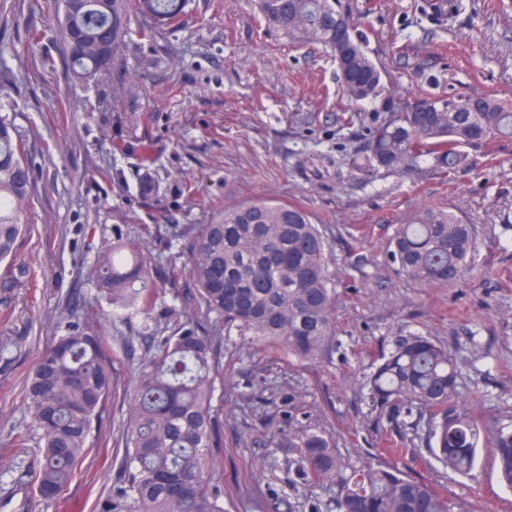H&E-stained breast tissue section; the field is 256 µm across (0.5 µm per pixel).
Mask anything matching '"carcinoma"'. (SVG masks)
<instances>
[{"mask_svg": "<svg viewBox=\"0 0 512 512\" xmlns=\"http://www.w3.org/2000/svg\"><path fill=\"white\" fill-rule=\"evenodd\" d=\"M186 0H62L59 33L74 76L98 81L109 67L103 53L122 56L132 10L160 24H175ZM268 22L305 42L324 46L336 63L347 101L369 104L348 122L368 121L364 154L351 168L364 176L403 170L426 159L439 173L467 166L465 149L481 150L512 138V101L483 96L415 97L397 101L369 57L366 40L341 0H257ZM140 193L151 200L157 184L143 157ZM25 143L7 113H0V263L12 260L32 186ZM473 227L446 210L426 209L401 224L390 259L404 275L429 285L455 282L471 249ZM328 244L307 212L293 204L256 201L224 210L204 224L189 245L187 271L199 306L224 324L300 359H316L336 344L335 290ZM179 274L174 264L153 266L127 247L121 227L97 260L96 288L113 318H140L139 335L154 339L138 368L124 427L121 479L96 503V512H224V493L209 466L212 449L224 446L211 404L219 375L214 342L193 319L170 336H157L151 307L156 279ZM110 337L67 315L61 331L27 380L24 398L37 436L35 491L46 504L67 488L84 461L94 423L112 389L107 362ZM370 402L396 438L387 453L412 452L402 430L427 428L429 451L454 473L469 477L480 431L490 434L500 481L512 490V424L478 421L458 404V374L448 352L426 336L395 339L373 364ZM297 455L296 482L336 488L333 512H454L457 505L391 463L367 462L344 476L345 465L323 434L288 428Z\"/></svg>", "mask_w": 512, "mask_h": 512, "instance_id": "cac0c4a2", "label": "carcinoma"}]
</instances>
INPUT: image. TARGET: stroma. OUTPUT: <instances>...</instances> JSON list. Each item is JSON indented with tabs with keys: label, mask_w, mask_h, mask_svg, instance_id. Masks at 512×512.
<instances>
[{
	"label": "stroma",
	"mask_w": 512,
	"mask_h": 512,
	"mask_svg": "<svg viewBox=\"0 0 512 512\" xmlns=\"http://www.w3.org/2000/svg\"><path fill=\"white\" fill-rule=\"evenodd\" d=\"M345 2L397 100L425 92L512 99V0H463L440 21L421 15L423 0ZM61 14L58 0H0V105L14 114L34 174L31 231L17 244L13 286L0 288V512H95L118 480L125 392L149 343L138 321L108 317L96 299L93 272L116 224L163 266L181 256L185 233L226 208L269 200L301 206L330 246L341 348L313 361L204 319L189 274L174 287L157 283L156 335L191 317L217 338L224 512H266L273 499L279 512H309L288 485L294 455L281 426L264 422L278 390L296 392L302 425L322 432L347 469L385 458L387 426L370 406L367 378L373 356L399 336L420 334L447 350L460 401L479 424L512 422L511 139L470 151L472 168L448 178L427 161L365 178L350 161L366 131L343 119L349 106L331 56L269 25L254 0H188L179 24L151 41L139 35L145 18L132 14L123 62L89 83L66 66ZM146 154L158 183L150 201L139 193ZM425 208L475 228L460 277L446 287L398 274L390 260L396 226ZM68 310L111 336L112 396L85 461L48 506L20 484L36 447L22 454L13 441L31 422L25 380ZM414 444V455L396 460L404 474L469 512H512L490 448L479 446L469 479L437 461L424 434Z\"/></svg>",
	"instance_id": "stroma-1"
}]
</instances>
